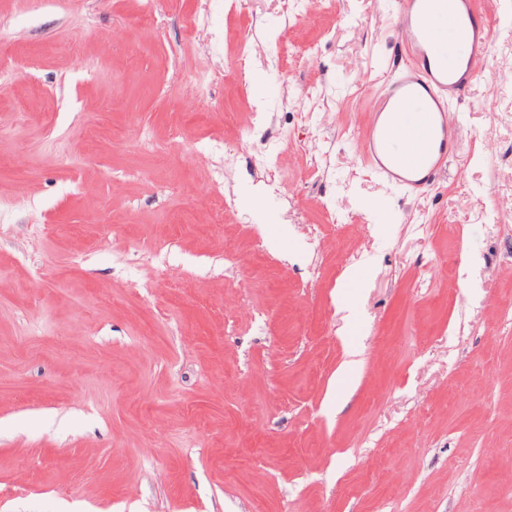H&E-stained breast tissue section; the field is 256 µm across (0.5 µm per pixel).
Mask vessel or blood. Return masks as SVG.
Masks as SVG:
<instances>
[{
	"mask_svg": "<svg viewBox=\"0 0 512 512\" xmlns=\"http://www.w3.org/2000/svg\"><path fill=\"white\" fill-rule=\"evenodd\" d=\"M436 0H396L397 29L409 58L377 97L365 150L374 170L406 191L422 194L440 178L454 153L457 132L448 121L450 101L461 100L480 61L487 55L489 23L474 0H458L456 25L435 10ZM414 142L412 160L394 155L393 138Z\"/></svg>",
	"mask_w": 512,
	"mask_h": 512,
	"instance_id": "1",
	"label": "vessel or blood"
}]
</instances>
